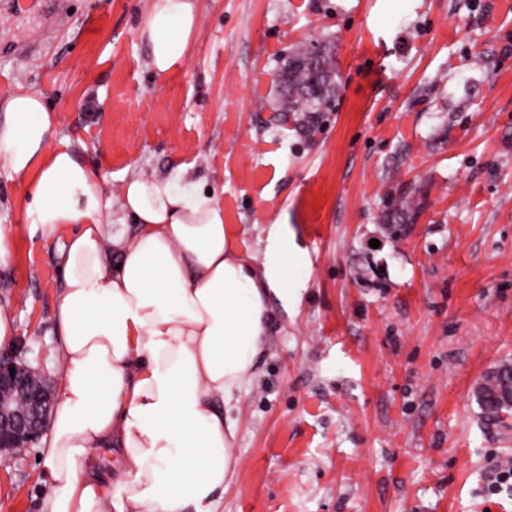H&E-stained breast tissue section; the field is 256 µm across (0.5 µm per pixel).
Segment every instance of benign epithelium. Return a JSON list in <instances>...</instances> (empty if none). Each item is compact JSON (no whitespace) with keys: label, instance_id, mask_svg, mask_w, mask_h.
Segmentation results:
<instances>
[{"label":"benign epithelium","instance_id":"benign-epithelium-1","mask_svg":"<svg viewBox=\"0 0 512 512\" xmlns=\"http://www.w3.org/2000/svg\"><path fill=\"white\" fill-rule=\"evenodd\" d=\"M15 373H10V369ZM58 380L45 374L35 383L22 351L0 352V458H17L15 450L26 451L47 430ZM477 394L490 395L498 403L512 404V371L493 367L476 387Z\"/></svg>","mask_w":512,"mask_h":512}]
</instances>
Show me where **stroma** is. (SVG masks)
<instances>
[{
  "instance_id": "stroma-1",
  "label": "stroma",
  "mask_w": 512,
  "mask_h": 512,
  "mask_svg": "<svg viewBox=\"0 0 512 512\" xmlns=\"http://www.w3.org/2000/svg\"><path fill=\"white\" fill-rule=\"evenodd\" d=\"M146 0H0V94L36 90L51 143L106 170L179 175L218 197L252 260L294 224L312 260L238 395L237 474L216 512H512L489 494L512 428L474 393L512 363V0H198L186 62L140 39ZM329 46L316 122L278 109L289 56ZM0 173V269L26 359L57 375L56 243ZM379 240L371 248L370 240ZM32 448L0 461V512H41Z\"/></svg>"
}]
</instances>
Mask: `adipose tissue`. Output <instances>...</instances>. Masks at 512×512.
Wrapping results in <instances>:
<instances>
[{
    "label": "adipose tissue",
    "mask_w": 512,
    "mask_h": 512,
    "mask_svg": "<svg viewBox=\"0 0 512 512\" xmlns=\"http://www.w3.org/2000/svg\"><path fill=\"white\" fill-rule=\"evenodd\" d=\"M140 31L160 74L181 66L196 0H148ZM40 93L0 97V168L25 183L31 233L58 240L60 393L41 440L42 512H214L239 467L237 393L255 377L272 304L297 311L311 258L290 225L260 262L232 243L224 205L145 173L122 179L50 138ZM114 450V472L89 464Z\"/></svg>",
    "instance_id": "ef3b65f1"
}]
</instances>
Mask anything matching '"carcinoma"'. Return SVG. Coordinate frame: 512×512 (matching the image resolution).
Masks as SVG:
<instances>
[{
	"instance_id": "cac0c4a2",
	"label": "carcinoma",
	"mask_w": 512,
	"mask_h": 512,
	"mask_svg": "<svg viewBox=\"0 0 512 512\" xmlns=\"http://www.w3.org/2000/svg\"><path fill=\"white\" fill-rule=\"evenodd\" d=\"M311 51L302 49L288 60L280 74V111L302 112L312 121L328 105L335 89V73L329 52L319 49L315 65L307 62Z\"/></svg>"
}]
</instances>
